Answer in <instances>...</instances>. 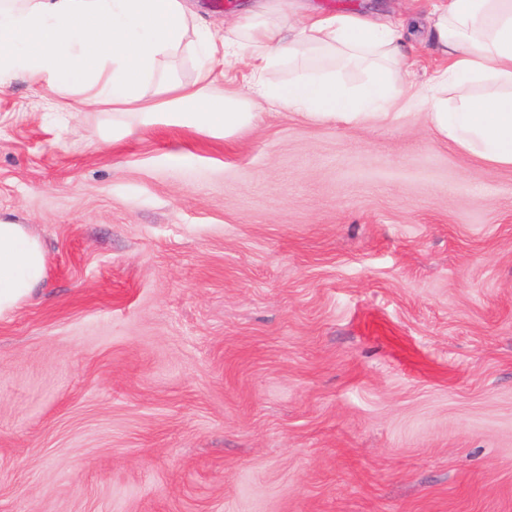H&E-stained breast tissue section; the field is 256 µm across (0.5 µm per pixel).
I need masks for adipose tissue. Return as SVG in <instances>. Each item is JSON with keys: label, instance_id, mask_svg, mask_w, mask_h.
Masks as SVG:
<instances>
[{"label": "adipose tissue", "instance_id": "ef3b65f1", "mask_svg": "<svg viewBox=\"0 0 512 512\" xmlns=\"http://www.w3.org/2000/svg\"><path fill=\"white\" fill-rule=\"evenodd\" d=\"M427 34L445 61L431 92L395 90L401 32L361 14L295 16L294 0H252L239 19L211 34L190 0H0V92L17 77L45 83L64 110L111 104L132 115L121 128L163 118L215 137L252 123L250 93L318 121L386 119L390 109L423 104L433 128L461 149L512 167V0H438ZM200 57L248 53L250 91L214 93L212 71L185 83L162 69L188 36ZM289 63L287 81L267 73ZM369 72L360 90L340 78ZM46 275L40 238L0 220V317L14 312Z\"/></svg>", "mask_w": 512, "mask_h": 512}]
</instances>
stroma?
<instances>
[{"instance_id": "stroma-1", "label": "stroma", "mask_w": 512, "mask_h": 512, "mask_svg": "<svg viewBox=\"0 0 512 512\" xmlns=\"http://www.w3.org/2000/svg\"><path fill=\"white\" fill-rule=\"evenodd\" d=\"M54 101L0 94V218L47 251L0 318V512H512V167L422 107L116 140Z\"/></svg>"}]
</instances>
